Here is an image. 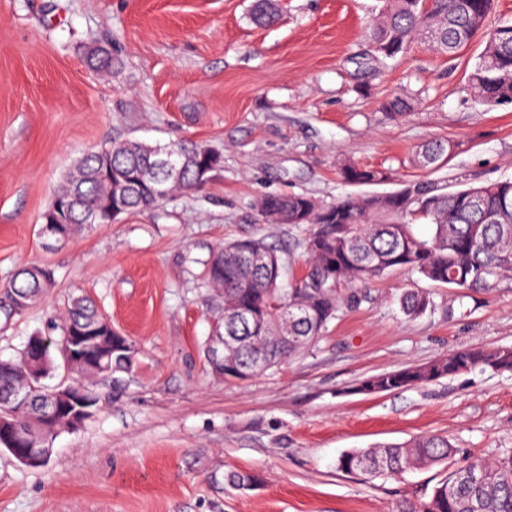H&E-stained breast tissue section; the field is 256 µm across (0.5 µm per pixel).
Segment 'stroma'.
I'll return each mask as SVG.
<instances>
[{
  "label": "stroma",
  "instance_id": "35a3bbf8",
  "mask_svg": "<svg viewBox=\"0 0 512 512\" xmlns=\"http://www.w3.org/2000/svg\"><path fill=\"white\" fill-rule=\"evenodd\" d=\"M254 0H0V283L41 265L55 283L0 327V358L51 334L71 296L93 298L137 347L128 374L99 385L81 428L53 441L42 467L0 450V512H396L425 498L449 467L512 451V373L474 368L399 391L357 393L363 379L467 347L512 348V278L457 298L399 271L363 287L321 339L247 381L210 370L204 342L217 304L200 286L213 250L256 237L290 278L305 269L308 224H269L258 203L305 194L331 204L429 179L446 190L512 179V104L474 98L467 77L485 48L453 57L413 41L373 58L363 36L376 0H278L261 26ZM111 43V74L85 51ZM393 94L415 105L390 117ZM187 139L219 152L195 191L66 241L41 236V215L75 161L112 139ZM455 143L439 168L416 166L433 139ZM383 182L352 185L343 161ZM430 292L431 310L400 308ZM447 436L449 466L370 478L336 467L345 451L416 435ZM260 478L241 492L224 475Z\"/></svg>",
  "mask_w": 512,
  "mask_h": 512
}]
</instances>
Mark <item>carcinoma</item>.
<instances>
[{"label":"carcinoma","instance_id":"cac0c4a2","mask_svg":"<svg viewBox=\"0 0 512 512\" xmlns=\"http://www.w3.org/2000/svg\"><path fill=\"white\" fill-rule=\"evenodd\" d=\"M366 39L378 60L396 59L417 38L434 52L453 55L477 34H484L486 45L468 76L474 97L483 105L512 103V24L486 28L495 0H381ZM254 18L275 21L271 0H256ZM382 107L392 117L405 115L414 100L395 96ZM184 168L177 180L169 179L165 195L158 197L144 187L129 189L125 214L151 210L177 194L199 187L198 167L221 158L202 154L204 145L180 140ZM454 145L435 140L416 153L415 163L432 169L448 160ZM152 164L149 144L140 140H114L84 154L55 190L46 212L55 204L71 201L64 215L68 235L80 233L84 215L103 207L111 196L112 175L129 174ZM340 174L353 185L376 184L383 175L375 170L346 164ZM264 220L271 224H312L313 233L305 240L308 269L291 287L283 281L281 256L261 238L227 241L217 247L205 263L203 286L222 299V317L215 330L235 337L231 357L237 363L253 359L265 362L264 370L276 369L299 352L310 348L323 336L328 323L344 303L354 305L352 293L343 298L342 283L367 284L395 270H408L434 283L467 296L473 288L489 289L498 280L512 275V180H502L454 191H440L426 181L404 185L383 194L348 196L329 205H320L304 194H271L259 203ZM426 224L430 234L421 237L415 225ZM266 258L261 265L253 260ZM54 284L51 269L30 265L19 269L0 285V313L9 321L22 314L13 306L24 299L26 308L37 305ZM433 307L430 296L409 292L402 302L404 313L416 317ZM108 317L87 296H74L56 326L59 335L79 327L106 335ZM288 323V342L280 339L283 323ZM92 358L107 364L100 372L92 363L76 369L83 382L76 389L87 391L99 404L92 382L103 375L127 373L136 362L125 360L119 349L112 357ZM31 363L30 343L18 354L0 361V412L9 414L34 434L40 433L34 420L43 405L35 395L26 407L9 403L13 390L27 379ZM512 372V349L469 347L440 356L423 365H410L363 379L357 391L364 394L392 392L452 377L472 368ZM454 449L448 437L424 434L403 443H380L358 448L339 456L337 468L372 477L399 476L407 471L447 463ZM225 483L235 490L254 489L259 477L248 471H232ZM397 512H512V453L494 460L473 459L449 472L425 501L402 502Z\"/></svg>","mask_w":512,"mask_h":512}]
</instances>
